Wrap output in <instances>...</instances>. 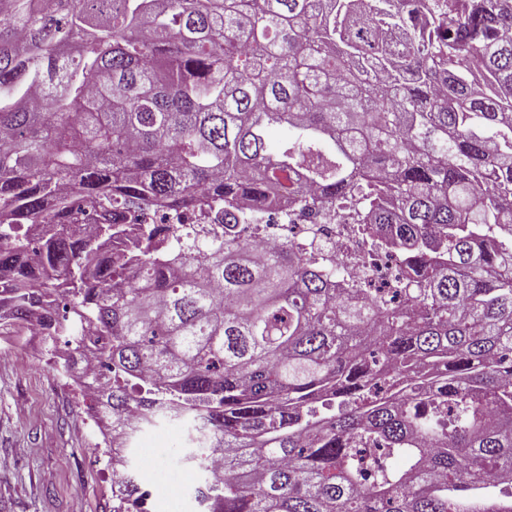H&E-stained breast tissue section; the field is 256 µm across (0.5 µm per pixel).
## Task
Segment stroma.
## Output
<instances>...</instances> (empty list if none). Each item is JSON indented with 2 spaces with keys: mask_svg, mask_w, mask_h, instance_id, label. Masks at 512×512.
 <instances>
[{
  "mask_svg": "<svg viewBox=\"0 0 512 512\" xmlns=\"http://www.w3.org/2000/svg\"><path fill=\"white\" fill-rule=\"evenodd\" d=\"M89 402L47 361L39 338L0 349V512H111L112 469L94 443ZM187 427L159 419L140 435L130 463L159 487L155 512H198L200 476L187 463Z\"/></svg>",
  "mask_w": 512,
  "mask_h": 512,
  "instance_id": "35a3bbf8",
  "label": "stroma"
}]
</instances>
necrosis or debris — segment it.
<instances>
[{
  "label": "necrosis or debris",
  "mask_w": 512,
  "mask_h": 512,
  "mask_svg": "<svg viewBox=\"0 0 512 512\" xmlns=\"http://www.w3.org/2000/svg\"><path fill=\"white\" fill-rule=\"evenodd\" d=\"M270 223L244 228L243 238L254 245L273 247L290 241L314 257L323 267L335 268L340 288L395 287L399 260L382 253L367 236L363 225L350 220L323 221L280 200L269 211Z\"/></svg>",
  "instance_id": "1"
}]
</instances>
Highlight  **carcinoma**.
<instances>
[{"instance_id":"1","label":"carcinoma","mask_w":512,"mask_h":512,"mask_svg":"<svg viewBox=\"0 0 512 512\" xmlns=\"http://www.w3.org/2000/svg\"><path fill=\"white\" fill-rule=\"evenodd\" d=\"M277 193L367 225L398 302L250 250ZM507 232L512 0H0V329L72 367L94 325L112 442L222 453L201 512H512L472 494L512 475Z\"/></svg>"}]
</instances>
